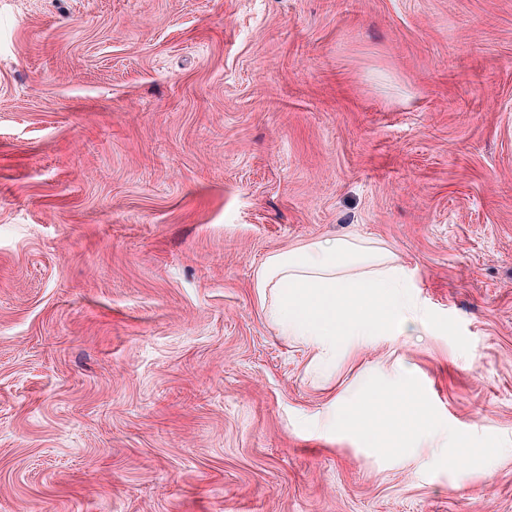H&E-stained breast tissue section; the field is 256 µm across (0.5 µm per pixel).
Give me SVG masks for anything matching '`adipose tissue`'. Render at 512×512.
Returning <instances> with one entry per match:
<instances>
[{
	"mask_svg": "<svg viewBox=\"0 0 512 512\" xmlns=\"http://www.w3.org/2000/svg\"><path fill=\"white\" fill-rule=\"evenodd\" d=\"M259 294H272L266 314L281 335L335 362L338 349L373 336H397L430 318L408 292L405 269L393 253L357 237L317 239L271 254L255 274ZM373 451L423 444L456 451L467 433L444 427L428 407L425 385L402 372L384 385L368 380L318 423Z\"/></svg>",
	"mask_w": 512,
	"mask_h": 512,
	"instance_id": "ef3b65f1",
	"label": "adipose tissue"
}]
</instances>
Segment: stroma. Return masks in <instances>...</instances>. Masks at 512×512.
<instances>
[{"label":"stroma","mask_w":512,"mask_h":512,"mask_svg":"<svg viewBox=\"0 0 512 512\" xmlns=\"http://www.w3.org/2000/svg\"><path fill=\"white\" fill-rule=\"evenodd\" d=\"M344 234L434 327L323 376L254 274ZM398 365L453 462L315 431ZM0 512H512V0H0Z\"/></svg>","instance_id":"obj_1"}]
</instances>
